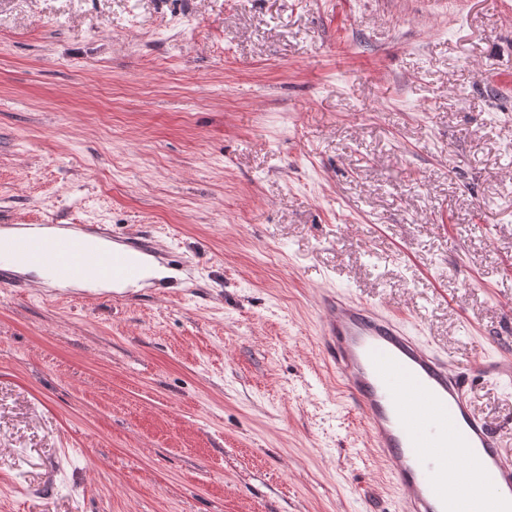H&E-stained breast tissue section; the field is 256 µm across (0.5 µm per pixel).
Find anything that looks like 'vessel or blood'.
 I'll return each mask as SVG.
<instances>
[{
    "mask_svg": "<svg viewBox=\"0 0 512 512\" xmlns=\"http://www.w3.org/2000/svg\"><path fill=\"white\" fill-rule=\"evenodd\" d=\"M35 254L63 278L135 273L124 255H88L73 240ZM322 309L328 362L366 418L407 512H512V456L472 411L464 378L373 304L330 291Z\"/></svg>",
    "mask_w": 512,
    "mask_h": 512,
    "instance_id": "vessel-or-blood-1",
    "label": "vessel or blood"
}]
</instances>
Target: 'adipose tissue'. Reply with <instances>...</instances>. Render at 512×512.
<instances>
[{"mask_svg":"<svg viewBox=\"0 0 512 512\" xmlns=\"http://www.w3.org/2000/svg\"><path fill=\"white\" fill-rule=\"evenodd\" d=\"M132 260L139 266L138 276L120 281H109L95 277L79 278L75 280L58 278L52 269L35 258L26 255H17L6 258V265L13 271L32 277L35 282L56 286L59 288H76L87 291H137L153 286L154 282L168 277V270L160 266L150 255L135 251L131 254Z\"/></svg>","mask_w":512,"mask_h":512,"instance_id":"adipose-tissue-1","label":"adipose tissue"}]
</instances>
